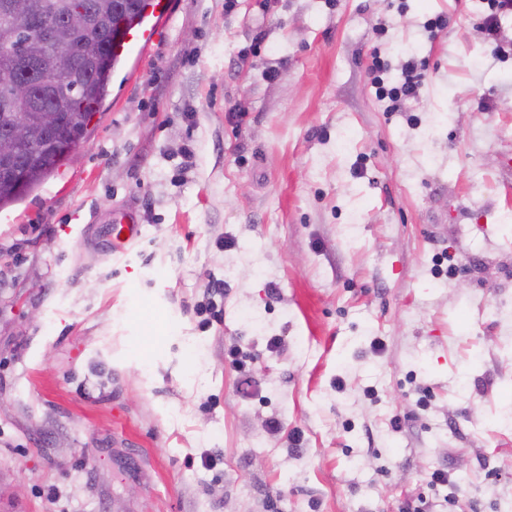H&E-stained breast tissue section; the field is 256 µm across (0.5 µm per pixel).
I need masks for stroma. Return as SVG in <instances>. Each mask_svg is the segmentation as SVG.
Listing matches in <instances>:
<instances>
[{
    "mask_svg": "<svg viewBox=\"0 0 512 512\" xmlns=\"http://www.w3.org/2000/svg\"><path fill=\"white\" fill-rule=\"evenodd\" d=\"M170 2L0 210V512H512V13ZM490 13L483 19L482 28L489 40L497 41L498 27L496 24V16L499 13H511L512 1L511 0H487ZM426 64L423 60H407L403 65V81L395 86L387 85L385 78L384 64L377 54L372 55L369 71L371 73L372 82L376 88V94L380 100L388 99L392 102L387 108L392 110L396 103L402 97H415L419 93V89L424 79V71ZM27 154L34 162V174L28 190V192H31L41 183L43 178L46 179L57 172L63 164V159L61 158V152L57 151L53 141L49 138H42L33 142L27 149ZM115 224H119L120 226L115 229V240L117 241L118 248L122 251L134 244L141 236L140 224H137L136 217L133 213L121 215ZM125 232H128V235L121 238V234Z\"/></svg>",
    "mask_w": 512,
    "mask_h": 512,
    "instance_id": "obj_1",
    "label": "stroma"
}]
</instances>
